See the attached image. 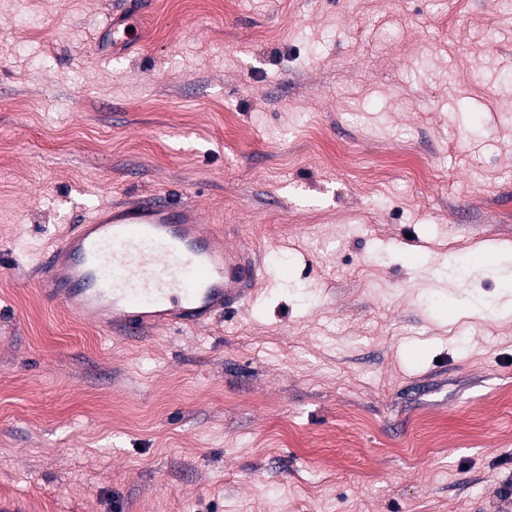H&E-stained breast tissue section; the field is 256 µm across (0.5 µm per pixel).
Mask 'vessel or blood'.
<instances>
[{
    "label": "vessel or blood",
    "mask_w": 512,
    "mask_h": 512,
    "mask_svg": "<svg viewBox=\"0 0 512 512\" xmlns=\"http://www.w3.org/2000/svg\"><path fill=\"white\" fill-rule=\"evenodd\" d=\"M261 266L200 209L156 195L91 210L61 239L36 284L100 328H196L253 297Z\"/></svg>",
    "instance_id": "obj_1"
}]
</instances>
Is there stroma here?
Returning <instances> with one entry per match:
<instances>
[{"mask_svg":"<svg viewBox=\"0 0 512 512\" xmlns=\"http://www.w3.org/2000/svg\"><path fill=\"white\" fill-rule=\"evenodd\" d=\"M129 24L116 42L109 17ZM167 194L262 260L196 329L33 284ZM512 0H0V499L21 512H512Z\"/></svg>","mask_w":512,"mask_h":512,"instance_id":"1","label":"stroma"}]
</instances>
